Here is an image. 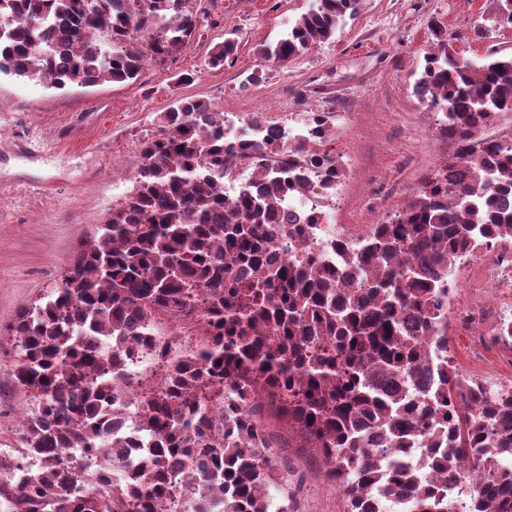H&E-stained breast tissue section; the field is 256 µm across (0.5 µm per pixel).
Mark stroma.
<instances>
[{"label": "stroma", "mask_w": 512, "mask_h": 512, "mask_svg": "<svg viewBox=\"0 0 512 512\" xmlns=\"http://www.w3.org/2000/svg\"><path fill=\"white\" fill-rule=\"evenodd\" d=\"M314 0H189L200 25L180 54L145 65L136 79L91 87H48L0 74V449L22 445L29 404L12 380L8 329L21 308L46 299L78 245L96 234L134 188L142 143L183 97L205 100L239 126L252 118L302 125L329 118L326 146L343 168L340 223L401 211L420 181L455 149L412 93L433 36L431 20L454 36L458 57L480 60L512 48V26L478 34L497 0H362L335 36L295 59L262 58ZM238 41L234 61L205 64L214 44ZM261 82L250 83L252 72ZM193 82L180 83L181 75ZM288 469L268 493L294 512H345L311 448H280Z\"/></svg>", "instance_id": "obj_1"}]
</instances>
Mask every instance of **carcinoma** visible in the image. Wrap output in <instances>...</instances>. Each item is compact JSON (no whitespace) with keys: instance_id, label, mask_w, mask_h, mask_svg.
I'll list each match as a JSON object with an SVG mask.
<instances>
[{"instance_id":"cac0c4a2","label":"carcinoma","mask_w":512,"mask_h":512,"mask_svg":"<svg viewBox=\"0 0 512 512\" xmlns=\"http://www.w3.org/2000/svg\"><path fill=\"white\" fill-rule=\"evenodd\" d=\"M186 2L0 0V73L57 89L131 80L147 58L188 47L197 24ZM361 2L315 0L258 52L291 60ZM509 25L512 0H498L478 32ZM431 27L412 93L441 114L456 152L342 267L307 245L306 225L282 226L288 198H323L343 175L322 150L323 116L309 137L281 144L229 137L224 114L195 97L165 113L142 144L131 196L78 247L52 296L9 328L12 378L31 397L18 454L39 462L18 488L0 475L12 512H164L182 495L188 512H292L267 494L283 441L266 403L302 447L320 449L346 512H380L378 488L391 501L411 490V512H457L447 489L458 481L471 487L468 512H512V390L460 380L439 309L448 263L483 237L512 239V144L483 136L512 112V51L461 61L444 26ZM135 33L149 37L145 49ZM236 47L215 44L208 64ZM242 156L259 164L256 187L227 202L217 180ZM165 315L193 336L176 353L174 339L152 344L168 378L136 406L150 446L104 442L124 413L114 400L126 342L158 335ZM70 448L103 458L99 485L64 457Z\"/></svg>"}]
</instances>
